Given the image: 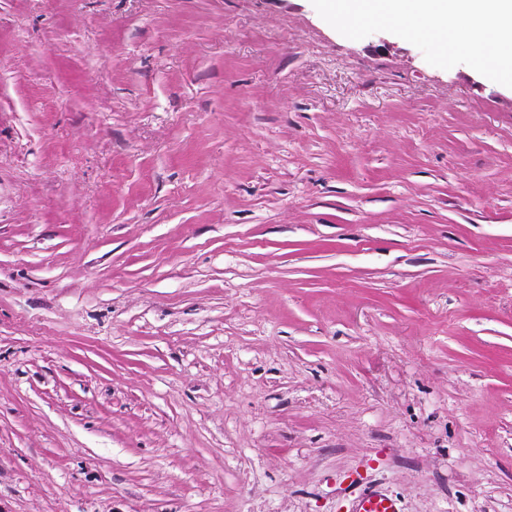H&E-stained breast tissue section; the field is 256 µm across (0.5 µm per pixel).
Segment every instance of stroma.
Wrapping results in <instances>:
<instances>
[{
    "label": "stroma",
    "mask_w": 512,
    "mask_h": 512,
    "mask_svg": "<svg viewBox=\"0 0 512 512\" xmlns=\"http://www.w3.org/2000/svg\"><path fill=\"white\" fill-rule=\"evenodd\" d=\"M512 512V88L311 0H0V512ZM353 512H401L397 501L377 488H367L356 498Z\"/></svg>",
    "instance_id": "35a3bbf8"
}]
</instances>
